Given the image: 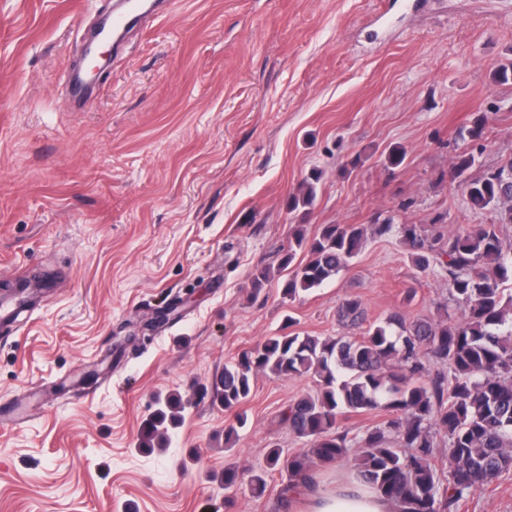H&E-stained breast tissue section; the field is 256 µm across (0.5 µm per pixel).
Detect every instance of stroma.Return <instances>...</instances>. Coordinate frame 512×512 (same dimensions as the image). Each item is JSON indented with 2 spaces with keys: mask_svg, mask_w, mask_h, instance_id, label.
<instances>
[{
  "mask_svg": "<svg viewBox=\"0 0 512 512\" xmlns=\"http://www.w3.org/2000/svg\"><path fill=\"white\" fill-rule=\"evenodd\" d=\"M175 0L132 30L75 109L66 74L115 0H0V285L52 291L0 330V512H286L287 471L262 497L225 489L267 452L305 448L280 420L311 376L258 374L246 426L202 396L273 335L358 336L340 322L394 313L461 321L440 271L396 237L367 235L348 270L283 299L288 197L317 174L307 236L324 224H419L429 234L512 224L468 203L462 180L512 160V0ZM486 115L482 142L460 129ZM406 156L391 166L387 155ZM474 165L456 177L454 159ZM276 268L251 297L254 266ZM188 405L164 450L139 446L158 397ZM458 512H512V473Z\"/></svg>",
  "mask_w": 512,
  "mask_h": 512,
  "instance_id": "1",
  "label": "stroma"
}]
</instances>
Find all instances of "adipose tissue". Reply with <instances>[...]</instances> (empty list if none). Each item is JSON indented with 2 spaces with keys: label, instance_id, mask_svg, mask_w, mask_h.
<instances>
[{
  "label": "adipose tissue",
  "instance_id": "1",
  "mask_svg": "<svg viewBox=\"0 0 512 512\" xmlns=\"http://www.w3.org/2000/svg\"><path fill=\"white\" fill-rule=\"evenodd\" d=\"M304 498L310 512H399L397 502L367 489L362 483L352 482L329 490L305 487Z\"/></svg>",
  "mask_w": 512,
  "mask_h": 512
}]
</instances>
